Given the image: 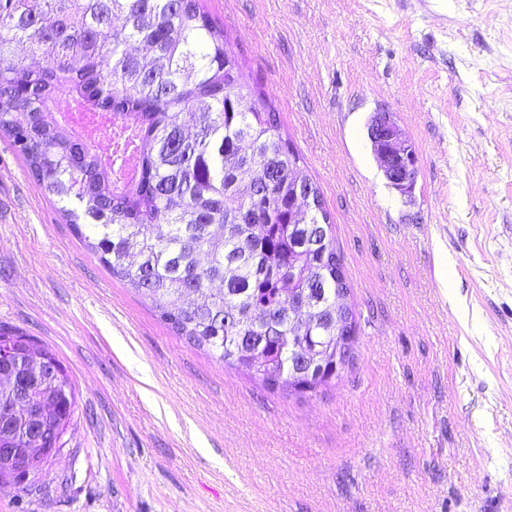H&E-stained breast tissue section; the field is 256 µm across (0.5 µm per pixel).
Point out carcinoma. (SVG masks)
<instances>
[{
  "label": "carcinoma",
  "mask_w": 512,
  "mask_h": 512,
  "mask_svg": "<svg viewBox=\"0 0 512 512\" xmlns=\"http://www.w3.org/2000/svg\"><path fill=\"white\" fill-rule=\"evenodd\" d=\"M240 71L205 0H0V134L66 223L174 335L304 396L336 377L319 355L336 349L349 285L331 212L312 204L295 220L297 186L321 192ZM291 290L307 297L299 318ZM27 348L60 376L25 434L0 405V442L44 448L75 394L52 354L0 332L3 358ZM27 480L0 467L1 485Z\"/></svg>",
  "instance_id": "1"
}]
</instances>
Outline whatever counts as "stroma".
Returning a JSON list of instances; mask_svg holds the SVG:
<instances>
[{"label":"stroma","instance_id":"35a3bbf8","mask_svg":"<svg viewBox=\"0 0 512 512\" xmlns=\"http://www.w3.org/2000/svg\"><path fill=\"white\" fill-rule=\"evenodd\" d=\"M206 6L334 216L354 358L296 397L175 336L0 137V332L76 399L0 512H512V0ZM380 110L416 152L405 195ZM374 153L382 160L390 184L402 193L412 190L416 174V155L402 139V132L390 112H377L368 127Z\"/></svg>","mask_w":512,"mask_h":512}]
</instances>
